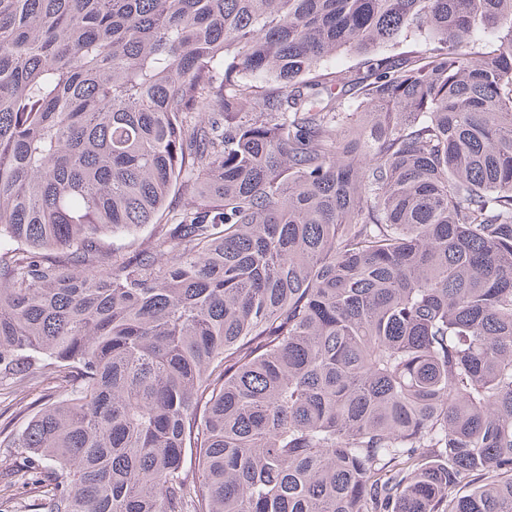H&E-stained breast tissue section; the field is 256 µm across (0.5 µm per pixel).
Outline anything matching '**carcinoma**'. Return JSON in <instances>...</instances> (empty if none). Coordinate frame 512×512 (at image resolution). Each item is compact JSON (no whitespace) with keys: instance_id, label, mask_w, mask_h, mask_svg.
Masks as SVG:
<instances>
[{"instance_id":"carcinoma-1","label":"carcinoma","mask_w":512,"mask_h":512,"mask_svg":"<svg viewBox=\"0 0 512 512\" xmlns=\"http://www.w3.org/2000/svg\"><path fill=\"white\" fill-rule=\"evenodd\" d=\"M36 376L38 512H512V0H0ZM165 220L166 216L164 214L160 220L161 224H148L147 226L142 227L132 233H117L111 239L113 247L123 252L135 249L139 246H141V248L146 247L154 240L156 236L159 235Z\"/></svg>"}]
</instances>
